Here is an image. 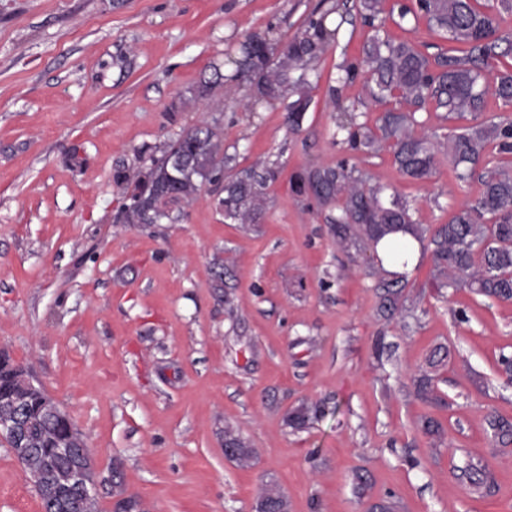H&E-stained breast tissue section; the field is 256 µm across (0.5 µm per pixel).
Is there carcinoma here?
Here are the masks:
<instances>
[{"label": "carcinoma", "instance_id": "cac0c4a2", "mask_svg": "<svg viewBox=\"0 0 512 512\" xmlns=\"http://www.w3.org/2000/svg\"><path fill=\"white\" fill-rule=\"evenodd\" d=\"M416 0L415 9L400 8L399 17L413 13L436 32L448 48L431 55L414 43L394 37L385 29L386 0H354L356 14L372 28L356 62L328 77V96L339 115L336 133L354 156L376 157L389 152L400 174L417 183L432 180L440 166L460 183L475 181L478 194L456 207L448 222L430 228L414 219L408 201L388 186L341 159L332 166L312 165L291 177L292 192L314 202L331 226L336 244L346 253L385 246L392 261L408 264L411 242L431 252L435 287L454 293L461 288L483 298L512 300V119L490 113V100L512 106V34H499L495 8L512 12V0ZM333 10L309 16L299 30L279 43L251 33L240 55L230 59L233 79L246 84L254 104L286 103L288 125L300 130L313 103V83L307 72L336 43L339 27L327 23ZM497 69L493 85L485 82ZM362 79L363 98L343 104L341 88ZM224 75L214 68L200 80L192 94L205 99L223 84ZM386 107L374 120L364 118L367 102ZM442 112L440 118L455 122L467 117L470 125L452 126L439 136L425 128L417 113ZM184 158L179 179L167 171V159ZM279 173L277 163L257 161L236 168L224 155L217 129L203 122L169 141L161 156L151 159L145 174L133 184L116 214L121 224H156L170 218L159 213L155 202L171 184H177L175 201L189 200L207 184L222 185L219 204L224 219L235 224H254L261 215L268 189ZM406 283L397 273L379 267L373 291L376 314L386 323L403 317ZM434 377L424 371L415 378L418 396L441 404ZM18 412L26 423V466L39 475L36 494L43 512H53L43 487L65 480L70 460L57 455L56 445L66 425L41 410L19 379L0 378V413ZM318 410L300 406L288 416L294 428H304ZM224 444L234 449L229 460L248 468L254 449L233 428H224ZM258 498L269 512H288V499L274 484L261 487Z\"/></svg>", "mask_w": 512, "mask_h": 512}]
</instances>
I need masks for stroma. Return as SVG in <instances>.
<instances>
[{
  "label": "stroma",
  "instance_id": "1",
  "mask_svg": "<svg viewBox=\"0 0 512 512\" xmlns=\"http://www.w3.org/2000/svg\"><path fill=\"white\" fill-rule=\"evenodd\" d=\"M321 3L340 24L327 74L370 33L345 20L352 0H0V350L83 433L99 512H112L116 468L145 512H251L268 482L288 512H512V445L489 425L512 422L499 365L512 301L441 297L424 252L405 271L408 317L379 321L368 253L341 251L290 190L296 169L346 156L325 84L295 133L283 105H252L235 83L191 95L212 65L231 72L248 33L286 40ZM216 118L237 167L279 163L259 222L225 220L207 184L172 219L117 223L116 169L136 180L170 139ZM357 164L433 227L479 190L445 169L408 181L387 153ZM440 344L448 359L428 368ZM426 368L442 404L416 395ZM304 404L318 419L287 426ZM228 425L256 448L252 468L225 459ZM482 468L496 482L479 493ZM0 512H42L2 440Z\"/></svg>",
  "mask_w": 512,
  "mask_h": 512
}]
</instances>
